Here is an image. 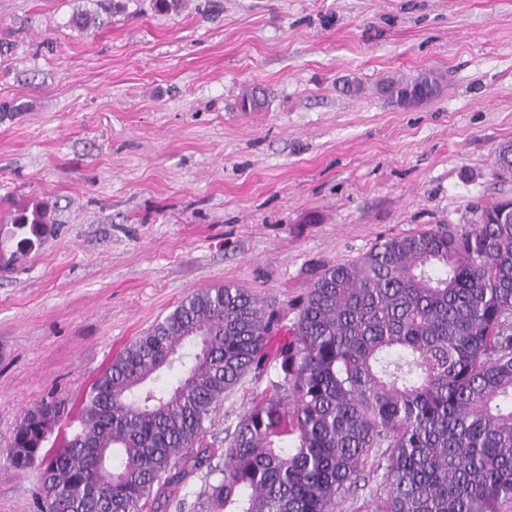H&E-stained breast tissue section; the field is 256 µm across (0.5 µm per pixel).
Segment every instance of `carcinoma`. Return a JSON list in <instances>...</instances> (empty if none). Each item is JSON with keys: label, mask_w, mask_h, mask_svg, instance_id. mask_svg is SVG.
I'll list each match as a JSON object with an SVG mask.
<instances>
[{"label": "carcinoma", "mask_w": 512, "mask_h": 512, "mask_svg": "<svg viewBox=\"0 0 512 512\" xmlns=\"http://www.w3.org/2000/svg\"><path fill=\"white\" fill-rule=\"evenodd\" d=\"M441 84L428 70L380 91L407 107ZM476 213L464 230L388 237L325 269L274 348L280 316L247 289L192 293L117 353L61 449L42 454L60 422L50 401L25 414L6 460H41V512H143L156 487L175 512H336L371 481L376 512H501L512 502V200ZM50 222L40 204L18 209L0 245L29 252ZM249 376L266 386L224 448L201 447ZM202 469L204 499L189 503L178 491Z\"/></svg>", "instance_id": "obj_1"}]
</instances>
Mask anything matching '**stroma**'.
I'll return each instance as SVG.
<instances>
[{
    "mask_svg": "<svg viewBox=\"0 0 512 512\" xmlns=\"http://www.w3.org/2000/svg\"><path fill=\"white\" fill-rule=\"evenodd\" d=\"M423 70L445 76L423 104L377 91ZM509 141L512 0H0V218L54 220L0 258V450L196 289L289 320L327 267L467 226L512 198L493 176ZM252 393L225 396L205 444ZM41 488V465L0 459V512H40Z\"/></svg>",
    "mask_w": 512,
    "mask_h": 512,
    "instance_id": "obj_1",
    "label": "stroma"
}]
</instances>
